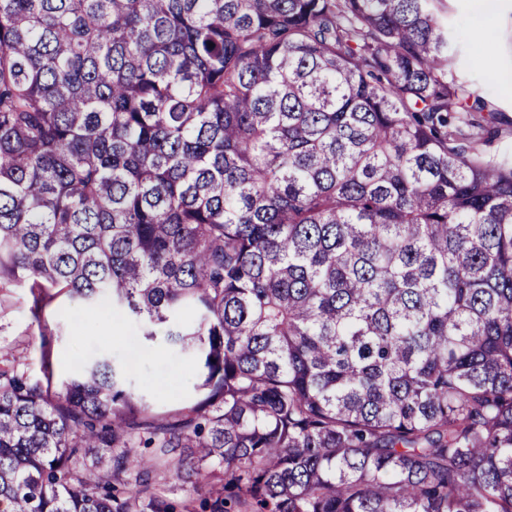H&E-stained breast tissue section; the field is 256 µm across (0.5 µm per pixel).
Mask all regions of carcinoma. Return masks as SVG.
<instances>
[{
  "instance_id": "cac0c4a2",
  "label": "carcinoma",
  "mask_w": 512,
  "mask_h": 512,
  "mask_svg": "<svg viewBox=\"0 0 512 512\" xmlns=\"http://www.w3.org/2000/svg\"><path fill=\"white\" fill-rule=\"evenodd\" d=\"M445 13L0 0V285L108 300L203 393L55 389L42 345L0 371V512H512V164Z\"/></svg>"
}]
</instances>
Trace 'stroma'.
I'll list each match as a JSON object with an SVG mask.
<instances>
[{"instance_id":"stroma-1","label":"stroma","mask_w":512,"mask_h":512,"mask_svg":"<svg viewBox=\"0 0 512 512\" xmlns=\"http://www.w3.org/2000/svg\"><path fill=\"white\" fill-rule=\"evenodd\" d=\"M448 25L463 48L454 78L501 112L499 136L479 142L485 158L512 162V0L479 11L473 0H448ZM50 339L56 382H65L107 356L126 371L129 390L154 412L168 414L197 402L192 360L161 338H147L123 311L82 307L57 296L35 312L28 289L0 286V370L33 380L41 375V346Z\"/></svg>"}]
</instances>
